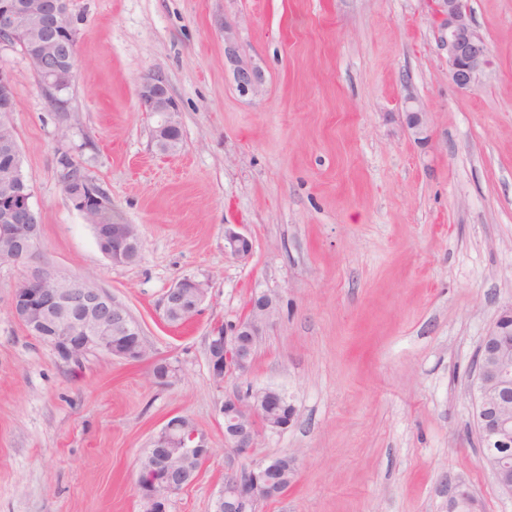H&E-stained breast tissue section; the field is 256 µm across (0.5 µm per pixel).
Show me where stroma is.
<instances>
[{
	"label": "stroma",
	"mask_w": 512,
	"mask_h": 512,
	"mask_svg": "<svg viewBox=\"0 0 512 512\" xmlns=\"http://www.w3.org/2000/svg\"><path fill=\"white\" fill-rule=\"evenodd\" d=\"M489 49L480 84L449 77L429 0H70L71 86L50 99L20 48H0L41 243L0 264V512H142L138 460L171 415L213 449L169 512H212L230 471L295 457L288 488L256 512H512L480 462L467 394L473 360L512 303V0H467ZM263 76L243 95L224 59ZM162 75L181 148L161 154L141 79ZM430 112L420 144L404 101ZM68 150L135 225L141 258L111 263L68 203ZM253 241L241 261L224 227ZM91 279L141 324L133 362L61 359L12 312L27 269ZM209 283L193 323L160 303L176 279ZM278 293L246 377L215 384L208 336L253 295ZM178 373L160 386L155 362ZM287 394L294 419L245 455L224 447L218 405L246 388ZM238 31L236 26H224V55L233 67V74L237 88L242 94H258L260 92L261 76L259 72L241 62L238 44Z\"/></svg>",
	"instance_id": "stroma-1"
}]
</instances>
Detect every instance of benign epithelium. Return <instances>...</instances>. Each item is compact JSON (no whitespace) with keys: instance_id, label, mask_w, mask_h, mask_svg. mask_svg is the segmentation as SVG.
I'll return each instance as SVG.
<instances>
[{"instance_id":"1","label":"benign epithelium","mask_w":512,"mask_h":512,"mask_svg":"<svg viewBox=\"0 0 512 512\" xmlns=\"http://www.w3.org/2000/svg\"><path fill=\"white\" fill-rule=\"evenodd\" d=\"M437 22L438 42L448 55L449 76L460 89L478 85L490 65L488 46L474 29L466 0H431ZM75 40L68 23V0H0V45L19 46L49 94L67 89L74 78L76 58L68 48ZM224 55L233 67L242 94L260 92L259 72L241 62L236 26H224ZM138 96L145 109L159 116L154 141L164 154L176 152L171 132L180 129L179 109L164 79L148 75ZM16 100L9 75L0 71V128L14 129ZM405 130L415 141L428 138L430 113L418 98L405 101ZM0 154L7 159L0 173V242L8 245L1 263L23 264L40 244V225L30 205L31 188L19 163L16 137L0 134ZM224 251L248 259L253 251L249 236L238 225H224ZM106 256L114 265H132L141 258V238L130 225H112V251ZM208 283L195 276L177 280L167 290L161 305L166 322L187 323L200 312ZM15 317L28 333L46 343L59 357L76 362L90 353L139 361L146 355L143 331L128 309L79 276L32 270L17 283L12 301ZM278 311V296L254 295L247 314L208 336V367L213 381L247 375L254 363L257 341ZM176 369L167 362L154 365L151 378L167 384ZM468 393L473 417L482 440L481 463L498 487L512 496V304L501 308L493 325L482 336ZM224 419V446L244 454L257 446L261 432L288 428L294 408L285 393L271 388H248L224 396L219 405ZM212 448L194 422L183 415L168 418L151 439L150 448L138 466L136 492L143 512H168L171 496L192 484ZM296 471V459L287 455L262 461L246 473L224 478V488L215 500L214 512H245L250 504L276 497ZM474 505L472 494L458 490L448 512H465Z\"/></svg>"}]
</instances>
